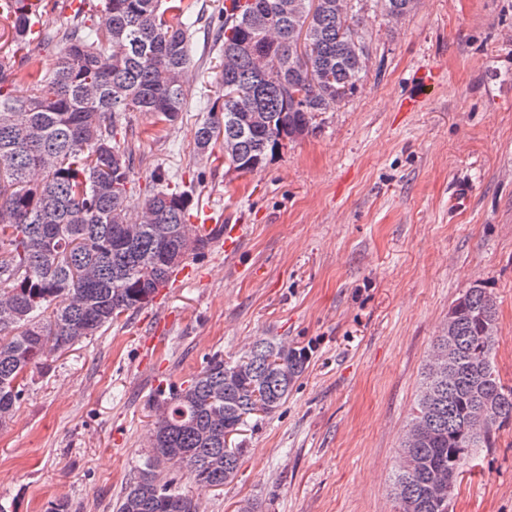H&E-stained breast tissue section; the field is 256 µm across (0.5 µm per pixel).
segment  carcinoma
<instances>
[{
    "label": "carcinoma",
    "instance_id": "1",
    "mask_svg": "<svg viewBox=\"0 0 512 512\" xmlns=\"http://www.w3.org/2000/svg\"><path fill=\"white\" fill-rule=\"evenodd\" d=\"M96 0L100 23L84 9L73 23L31 38L26 0L0 14V426L28 389V376L54 358L154 301L182 265L205 253L192 232V199L165 173L162 188L143 190L137 219L131 202L132 152L121 138L128 112L176 121L187 95L189 26L184 0ZM385 15H403L414 0H376ZM367 0H224L223 49L217 74L224 107L194 134L195 145H221L228 169L262 168L285 138L314 129L315 116L356 93L370 57L360 28ZM304 46H298L300 32ZM60 44L55 72L35 68L39 50ZM26 78L31 95L12 85ZM303 90L299 101L285 87ZM452 324L434 356L402 442L406 463L393 479L400 512H448L441 481L454 487L476 448H490L512 422V385L495 370L497 309L486 289H467L449 308ZM455 366L441 376L439 360ZM307 356L282 341L259 339L228 364L213 354L178 386L158 387L155 422L143 464L125 485L115 512H197L169 477L221 488L239 472L243 449L227 438L259 414L275 412L306 369ZM491 405L477 414L482 402Z\"/></svg>",
    "mask_w": 512,
    "mask_h": 512
}]
</instances>
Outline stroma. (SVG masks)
<instances>
[{
    "mask_svg": "<svg viewBox=\"0 0 512 512\" xmlns=\"http://www.w3.org/2000/svg\"><path fill=\"white\" fill-rule=\"evenodd\" d=\"M192 77L178 120L127 113L140 187L184 173L199 211L243 228L239 250L187 259L152 305L35 371L0 429V506L113 512L146 453L160 385L237 360L274 337L308 352L285 403L249 424L236 480L184 484L199 512H396L391 480L448 309L485 286L498 312L494 365L512 385V0H417L401 21L369 5L359 91L285 140L265 167L199 152L222 106L215 78L224 0H185ZM466 183L465 204L449 197ZM449 512H512V425L478 449Z\"/></svg>",
    "mask_w": 512,
    "mask_h": 512,
    "instance_id": "stroma-1",
    "label": "stroma"
}]
</instances>
